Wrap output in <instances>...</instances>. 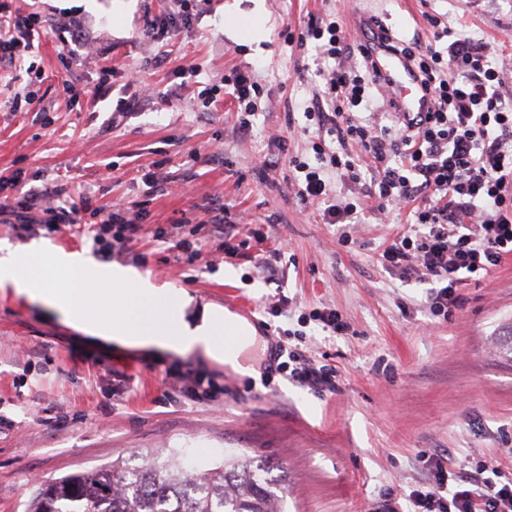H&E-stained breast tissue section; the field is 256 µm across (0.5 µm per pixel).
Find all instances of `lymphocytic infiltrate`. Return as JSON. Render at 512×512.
Returning a JSON list of instances; mask_svg holds the SVG:
<instances>
[{
    "mask_svg": "<svg viewBox=\"0 0 512 512\" xmlns=\"http://www.w3.org/2000/svg\"><path fill=\"white\" fill-rule=\"evenodd\" d=\"M427 21L431 41L395 37L391 47L413 60L435 108L379 127L354 113L380 85L369 59L355 69L345 66L354 48L343 26L321 18L308 23L295 46L310 43L316 51L321 85L304 116L320 137L312 145L315 163L294 156L289 170L302 200L327 201L324 214L332 224L360 220L357 203L329 201L330 176L339 170L354 183L369 172L368 195L379 213L410 208L408 230L385 247L381 262L429 285L430 308L444 316L469 275L491 271L512 254V104L500 92V65L483 44L454 35L435 16ZM40 23L38 13L12 14L0 0V65L21 61L19 32ZM330 136L336 146H327ZM288 360L294 382L319 394L335 390L334 370L298 348ZM378 512H512V471L483 465L455 473L447 455L438 454L428 481L404 500H383Z\"/></svg>",
    "mask_w": 512,
    "mask_h": 512,
    "instance_id": "f902f5d3",
    "label": "lymphocytic infiltrate"
}]
</instances>
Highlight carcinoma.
<instances>
[{"label": "carcinoma", "instance_id": "carcinoma-1", "mask_svg": "<svg viewBox=\"0 0 512 512\" xmlns=\"http://www.w3.org/2000/svg\"><path fill=\"white\" fill-rule=\"evenodd\" d=\"M266 464L235 455L198 466L185 455L121 460L41 486L28 512H276Z\"/></svg>", "mask_w": 512, "mask_h": 512}]
</instances>
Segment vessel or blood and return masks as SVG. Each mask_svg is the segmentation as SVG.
<instances>
[{"instance_id":"vessel-or-blood-1","label":"vessel or blood","mask_w":512,"mask_h":512,"mask_svg":"<svg viewBox=\"0 0 512 512\" xmlns=\"http://www.w3.org/2000/svg\"><path fill=\"white\" fill-rule=\"evenodd\" d=\"M365 46L377 66L398 115L404 117L415 112L430 111L432 101L423 91L411 60L403 54L391 51L386 42L376 34L366 40Z\"/></svg>"}]
</instances>
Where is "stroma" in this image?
Masks as SVG:
<instances>
[{"label": "stroma", "instance_id": "1", "mask_svg": "<svg viewBox=\"0 0 512 512\" xmlns=\"http://www.w3.org/2000/svg\"><path fill=\"white\" fill-rule=\"evenodd\" d=\"M22 0L39 13L31 71L0 67V208L25 199L34 212L92 194L100 214L80 226L28 231L0 222V240L88 251L130 265L160 285L224 306L258 330L251 357L259 378L240 377L193 356L139 351L81 333L59 315L0 287V512H25L40 485L152 451H184L202 462L245 453L274 463L282 512H375L384 493L402 495L449 450V468L512 469V358L499 340L512 326V259L459 286L448 317L433 316L427 285L384 268L379 255L410 222L407 211L376 218L365 184L331 177L338 199L367 212L342 243L322 206L301 201L289 156L314 162L298 132L313 81H298L310 54L288 45L314 17L338 18L351 43L359 16L375 15L405 37L427 39V15L485 43L505 60L501 92L512 100V0H263L265 39L233 38L225 20L253 0H199L191 23L146 38V14L176 0ZM113 67L104 97L101 70ZM196 76H185L186 68ZM253 72L262 85L250 133L224 77ZM33 105L11 111L15 93ZM124 115L113 118L116 104ZM275 167L264 170L265 161ZM138 217L135 245L98 240L102 213ZM229 243L225 256L218 247ZM278 250V272L261 261ZM232 269L234 278L224 276ZM332 309L345 334L323 331L311 313ZM301 345L335 368L336 393L318 394L279 371L267 350ZM223 385L218 401L192 399L168 377Z\"/></svg>", "mask_w": 512, "mask_h": 512}]
</instances>
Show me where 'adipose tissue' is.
Listing matches in <instances>:
<instances>
[{
  "instance_id": "obj_1",
  "label": "adipose tissue",
  "mask_w": 512,
  "mask_h": 512,
  "mask_svg": "<svg viewBox=\"0 0 512 512\" xmlns=\"http://www.w3.org/2000/svg\"><path fill=\"white\" fill-rule=\"evenodd\" d=\"M47 249L42 241L23 250L0 246V283L11 284L18 296L51 309L92 337L193 355L242 376L254 375L249 351L255 331L247 321L213 304L192 311L187 291L157 285L131 266L97 262L84 251H56L53 267L37 270L35 262ZM228 328L239 343L225 345Z\"/></svg>"
}]
</instances>
